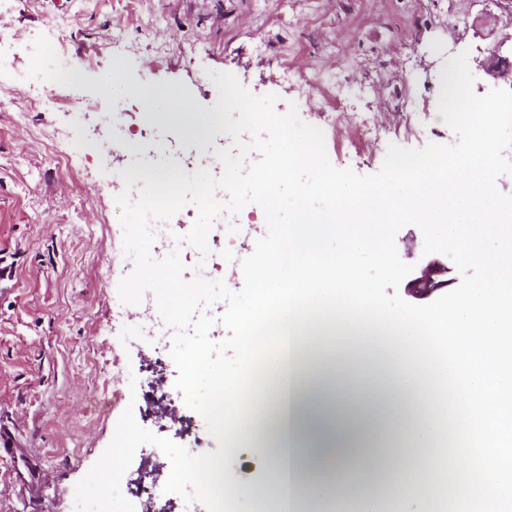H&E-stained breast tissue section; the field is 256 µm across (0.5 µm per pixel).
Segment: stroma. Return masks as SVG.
<instances>
[{"label":"stroma","mask_w":512,"mask_h":512,"mask_svg":"<svg viewBox=\"0 0 512 512\" xmlns=\"http://www.w3.org/2000/svg\"><path fill=\"white\" fill-rule=\"evenodd\" d=\"M74 22L67 53L83 75V90L100 97L101 78L123 61L127 83L173 89L195 112L209 114L218 97L211 72L233 74L257 96L276 95L274 108H297L302 120L324 111L319 74L344 53V86L335 124L324 127L331 164L362 175L379 171L389 145H451L457 135L438 120L439 87L449 61L471 78L469 97L497 103L512 85L478 69L500 38L512 34V0H6L0 27L26 35L59 15ZM126 43L113 46L112 30ZM168 52L157 60L154 49ZM428 115L419 131L399 127L402 95ZM97 123L113 119L131 134L88 146L72 173L58 167L42 130L79 124L61 112L0 111V432L15 441L0 451V512H75L76 484L111 443L119 417L132 409L155 435L190 447L188 435L166 427L174 407L205 452L217 442L203 417L175 387L177 369L156 343L135 330L159 311L153 294L121 301L118 285L133 267L123 248L112 172L149 157L151 169L193 156L195 168L217 171L211 141L191 138L178 123L149 120L125 91L101 99ZM352 116L389 128L387 140L354 149L343 134ZM283 232L259 206L244 207L229 234L235 259L263 256ZM389 247L399 259L389 274L377 251L357 255L361 283L391 305L413 311L448 301L480 282L479 262L458 265L425 225H391ZM433 259L446 288L425 299L406 290L407 276Z\"/></svg>","instance_id":"obj_1"}]
</instances>
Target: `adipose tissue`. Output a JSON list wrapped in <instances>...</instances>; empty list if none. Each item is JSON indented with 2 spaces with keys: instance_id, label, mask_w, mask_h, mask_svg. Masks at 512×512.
Segmentation results:
<instances>
[{
  "instance_id": "ef3b65f1",
  "label": "adipose tissue",
  "mask_w": 512,
  "mask_h": 512,
  "mask_svg": "<svg viewBox=\"0 0 512 512\" xmlns=\"http://www.w3.org/2000/svg\"><path fill=\"white\" fill-rule=\"evenodd\" d=\"M462 69L449 62L441 96L473 131L465 156L400 164L393 181L375 186L325 175L311 187L295 183L296 203L285 212L276 203L279 177L256 181L254 202L268 223L284 226L263 259H245L253 304L244 321L266 332L257 346L244 337L245 360L260 362L265 379L246 398L236 379L225 380L218 426L232 448L266 438L274 471L260 485L205 480L216 502L230 508L244 496L252 512L313 504L378 512L379 498L428 495L431 473L419 451L441 448L453 488L435 512H512V198L493 189V106L462 107L454 94ZM314 189L328 198L317 210L304 203ZM397 223L425 225L459 265L480 260L482 281L427 311L389 310L362 287L356 255L379 250L397 273L386 248ZM329 240L345 250L324 253ZM350 365L358 374L347 373ZM467 429L478 436L479 459L464 469L455 443ZM381 437L408 449L402 463L367 466L366 451ZM332 438L355 451L356 478L340 497L327 480L303 475L313 462L308 449Z\"/></svg>"
}]
</instances>
